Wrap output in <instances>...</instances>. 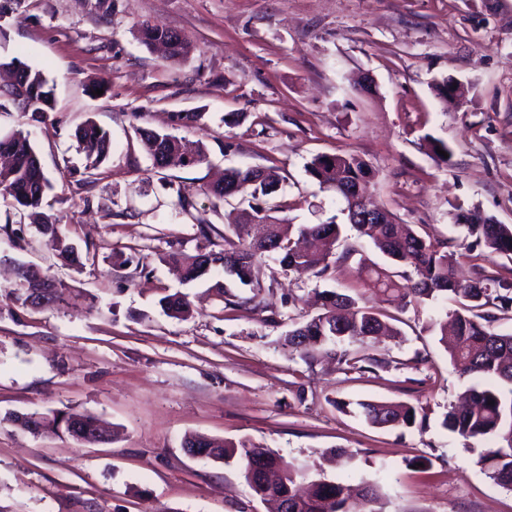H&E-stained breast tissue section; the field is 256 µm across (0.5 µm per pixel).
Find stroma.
<instances>
[{
    "instance_id": "1",
    "label": "stroma",
    "mask_w": 512,
    "mask_h": 512,
    "mask_svg": "<svg viewBox=\"0 0 512 512\" xmlns=\"http://www.w3.org/2000/svg\"><path fill=\"white\" fill-rule=\"evenodd\" d=\"M144 24L179 33L188 58L147 48ZM14 56L43 71L54 109L42 123L0 112V136L28 135L54 185L44 211L89 258L64 264L0 199V290L25 263L74 293L36 311L0 302V417L71 408L114 434L84 446L0 425V512H266L238 469L185 452L191 435L247 441L330 481L379 482L384 512H512V490L477 464L479 442L443 426L472 383L427 329L453 300L410 306L400 336L352 345L385 366L311 365L280 339L316 314V292L358 287L355 262L320 280L267 257L260 292L233 282L221 296L213 277L179 280L164 260L223 243L248 196L219 201L206 187L231 167H275L273 216L333 220L339 248L358 244L342 199L307 171L315 156L347 152L373 170L378 205L456 251L462 278L512 280V261L470 248L455 222L477 210L512 225V0H0V57ZM448 77L468 90L446 105L433 86ZM191 112L196 122L176 125ZM89 120L111 140L92 183L75 138ZM142 128L201 143L207 163L155 172ZM434 138L448 155L432 151ZM8 223L22 224L21 239L4 233ZM166 292L186 294L191 316L165 314ZM363 401L420 404L427 419L378 429ZM337 448L353 454L350 466L329 463Z\"/></svg>"
}]
</instances>
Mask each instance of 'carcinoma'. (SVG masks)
Instances as JSON below:
<instances>
[{
    "mask_svg": "<svg viewBox=\"0 0 512 512\" xmlns=\"http://www.w3.org/2000/svg\"><path fill=\"white\" fill-rule=\"evenodd\" d=\"M139 33L145 45L167 42L171 62L179 63L190 53V45L173 31L144 25ZM27 85L28 99L23 103L16 102L10 88H1L0 109L12 108L40 122L54 108L48 80L41 71L29 66ZM75 137L86 159L85 173L91 177L109 156V135L96 123L88 121L77 128ZM139 137L142 148L158 170L169 167L168 163L158 159L163 147L168 155L178 157V165L183 167L197 166L207 159L202 147L193 151L187 149L183 137L149 129L139 130ZM0 153L11 158L9 165L0 167V195L11 200L20 213L40 208L48 192L53 190V184L29 138L20 133L1 137ZM308 172L319 186L333 189L345 202L344 211L349 214V221L352 220L353 203L345 188L360 182L367 185L373 179L370 167L352 153H336L331 160L326 155H318L309 163ZM247 189L250 190L248 207L240 210L236 223L227 225L226 247L217 250L205 247L192 256L179 253L169 256V261L185 272L186 279L197 280L210 274L204 270L201 259L211 257L223 266L242 265L246 274L236 275L233 281L248 286L253 283L256 264L267 254L278 255L280 264L291 271L330 279L337 266L360 253L354 245L336 253L341 225L333 220L326 224H286L271 216L268 197L279 189V179L271 169H227L224 178L208 187V192L222 199L226 192L236 195ZM456 223L465 227L468 235L475 237V241L490 253L512 260V227L496 224L477 210L457 213ZM39 228L48 244L68 265L83 266L82 255L73 246L63 243L56 222L46 218ZM353 228L358 237L368 240L390 263L407 267L415 275L411 283L401 285L392 279L386 267L359 258L360 279L365 287L379 293L380 302L401 311L413 303L439 296L460 303L459 308L448 313L452 336H447L444 327L440 342L450 360L461 365L477 383L466 391L467 404L448 411L443 425L465 440L493 439L494 444L484 450L477 463L497 485L512 490V332L495 330L493 323L498 316L486 310L490 304L504 314L512 310V282L492 277H480L470 282L458 279L455 253L419 235L388 211L383 214L381 224H355ZM17 275L20 286L8 291V296L12 303L23 308L39 309L31 301L32 288L51 289L48 299L51 306L65 304L71 293L65 283L25 264H18ZM319 297L321 311L288 331L281 339L282 349L290 356H300L307 363L321 356L340 366L356 368L359 359L339 344L346 340L369 344L389 329L388 323L381 318L378 309L364 302V296L357 288L345 292L324 290ZM159 305L174 318H186L191 313L189 302L179 293L163 295ZM359 407L370 425L383 429L411 427L416 424L418 415L425 413L424 407L407 403L368 401L359 403ZM71 419H79L87 426L97 422V418L89 413L58 411L50 416L45 431L66 435V422ZM206 447L216 450L225 464L236 466L247 480L253 466L262 465L268 475H272L270 479L267 475L260 477V481L272 486V499L286 498L294 502L295 512H353V492L365 503L379 498L378 485L367 480L353 489L340 482L313 479L308 493L300 496L296 486L308 474L305 466L290 463L283 467L281 459L271 450L243 441L235 447L222 440H212Z\"/></svg>",
    "mask_w": 512,
    "mask_h": 512,
    "instance_id": "1",
    "label": "carcinoma"
}]
</instances>
